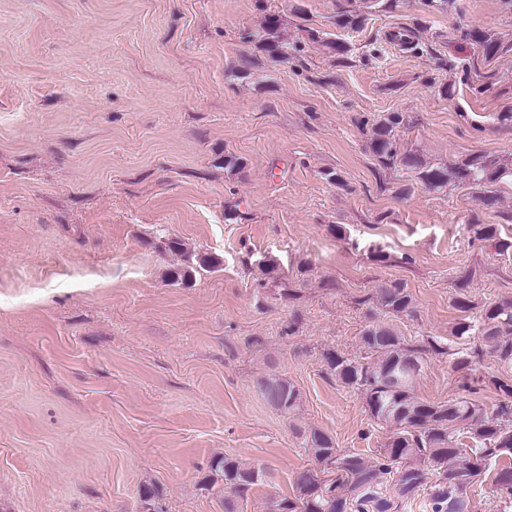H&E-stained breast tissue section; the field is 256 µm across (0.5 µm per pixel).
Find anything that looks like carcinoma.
Wrapping results in <instances>:
<instances>
[{
	"instance_id": "carcinoma-1",
	"label": "carcinoma",
	"mask_w": 512,
	"mask_h": 512,
	"mask_svg": "<svg viewBox=\"0 0 512 512\" xmlns=\"http://www.w3.org/2000/svg\"><path fill=\"white\" fill-rule=\"evenodd\" d=\"M367 16L343 13L336 18L340 29L358 30ZM272 60L284 62L297 47L289 44L275 16L265 18L261 30L247 33ZM415 30L405 28L392 41L408 50L419 49ZM462 40L475 46L486 60L512 52L505 41L482 30L462 33ZM404 118L391 112L374 124L369 148L379 165L387 170L412 173L415 183L429 192H444L450 186L472 190L486 208L498 202L494 186L512 177V159L487 153L469 154L453 164L427 161L416 149L402 147L398 128ZM476 238L492 243L501 253L512 249V241L499 240L492 224L474 229ZM220 259L212 255L189 256L168 274L173 284H187L198 269L212 270ZM473 278L467 273L456 285L455 299L462 312L472 310L465 288ZM382 313L400 317L415 314L412 293L401 282L379 284L364 298ZM450 336L476 339L468 347H454L433 338L409 342L388 323L371 321L361 331L362 347L374 355L371 362L351 359L329 349L322 354L325 370L339 383L360 395L370 419L389 428L388 441L371 459L336 447L334 438L320 429L303 432V444L317 467L298 471L292 494L270 500L279 512H400L421 494L428 496L429 512H474L470 489L482 483L486 466L496 467L493 485L504 501L512 504V300L483 306L474 316L456 322ZM454 357L453 371L460 374L465 395L443 403H430L414 393V383L429 353ZM496 358L498 373L480 374L477 365L484 353ZM484 385L500 397L488 409L470 397ZM259 392L268 405L292 416L300 408L299 390L287 378L269 374L259 382ZM211 471L224 482V512H239V500L262 480L264 471L243 465L228 456H216ZM466 479L463 492L448 497L445 482Z\"/></svg>"
}]
</instances>
